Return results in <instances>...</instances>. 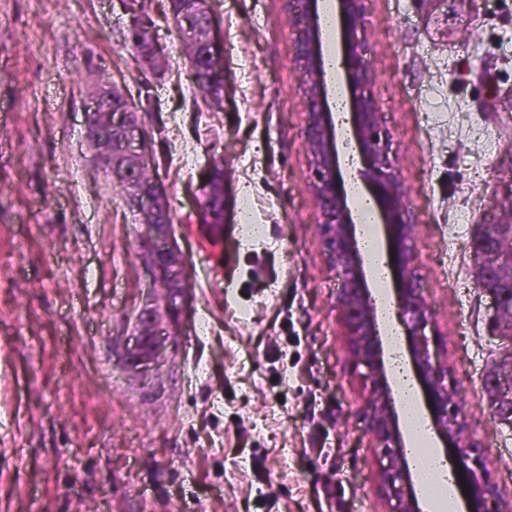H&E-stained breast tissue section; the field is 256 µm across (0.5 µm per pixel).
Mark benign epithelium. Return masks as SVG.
Segmentation results:
<instances>
[{
    "mask_svg": "<svg viewBox=\"0 0 512 512\" xmlns=\"http://www.w3.org/2000/svg\"><path fill=\"white\" fill-rule=\"evenodd\" d=\"M432 2L446 9L461 4L472 16L480 13L482 5L481 0ZM339 10L352 22L347 32L349 54L345 67L353 133L362 159L357 176L378 202L381 221L389 236L387 265L397 277L394 314L406 337L432 427L454 448L457 472L469 478L468 512H504L503 496L490 477L480 445L469 430L461 399L451 382L448 361L437 347L432 309L419 276L415 224L407 190L398 175L393 134L383 122L373 91L374 76L366 53L365 0H339ZM314 27L312 8L299 11L291 19L295 53L304 75L303 122L314 174L311 192L319 215V245L343 281V287L336 293V308L351 336L357 366L365 368L361 376L369 383L364 422L371 447L380 450L387 459L379 474L381 491L389 504L387 512H423L410 484L405 440L396 422L394 389L389 385L382 361L376 304L367 286L364 259L355 246L353 219L342 190L334 121L326 103L325 72ZM134 113L135 106L126 98L112 112L110 128L117 155L112 160V179L123 184L124 195L134 212L150 214L164 201L165 189L157 181L149 188L144 187L134 172L135 165L152 154L151 139L140 121L134 119ZM491 208L492 219L480 226V237L473 247L476 273L484 278L512 271V251L504 248V243L512 239V153L497 175ZM140 260L152 275L147 301H154L162 289L176 298L188 287L181 252L161 225L147 226ZM488 294L492 310L490 332L512 342V302H508L512 287L507 292L490 290ZM485 379L494 392L493 419L512 427V348L489 367Z\"/></svg>",
    "mask_w": 512,
    "mask_h": 512,
    "instance_id": "7a95c632",
    "label": "benign epithelium"
}]
</instances>
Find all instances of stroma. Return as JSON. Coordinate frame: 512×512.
Returning a JSON list of instances; mask_svg holds the SVG:
<instances>
[{
	"mask_svg": "<svg viewBox=\"0 0 512 512\" xmlns=\"http://www.w3.org/2000/svg\"><path fill=\"white\" fill-rule=\"evenodd\" d=\"M150 74L123 0H0V512H387L367 392L319 246L285 0H210L224 109L208 111L169 0ZM374 93L398 149L420 277L467 423L512 504V430L482 389L500 342L471 244L512 146V0L469 43L428 0H366ZM150 92L191 317L138 361L143 226L89 138L95 93ZM192 150L189 166L173 146ZM224 158L223 221L198 200ZM263 236L243 246L240 215Z\"/></svg>",
	"mask_w": 512,
	"mask_h": 512,
	"instance_id": "stroma-1",
	"label": "stroma"
}]
</instances>
